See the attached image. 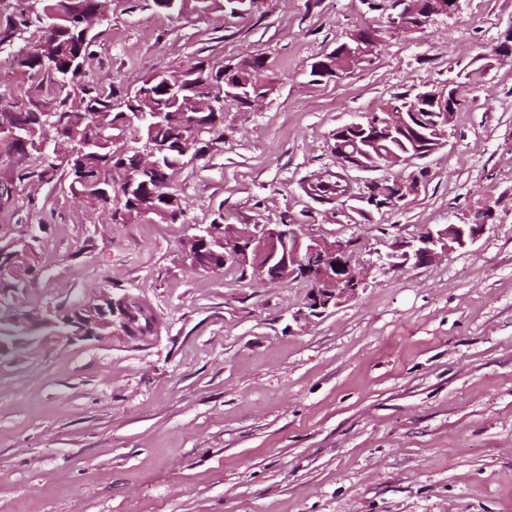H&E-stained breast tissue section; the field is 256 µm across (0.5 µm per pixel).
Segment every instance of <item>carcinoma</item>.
I'll return each mask as SVG.
<instances>
[{"mask_svg": "<svg viewBox=\"0 0 512 512\" xmlns=\"http://www.w3.org/2000/svg\"><path fill=\"white\" fill-rule=\"evenodd\" d=\"M151 9L166 14L204 13L238 15L251 8L240 0H145ZM97 0H0V48L28 36L29 48L17 55L15 70L23 95L0 104V126L20 122L23 139H0L6 152L19 157L9 181L0 180V195L11 192L10 184L31 181L50 183L65 178L72 196L95 211L109 207L111 223L131 224L151 215L156 208L172 206L170 221L184 216L181 200L170 203L169 182L188 157L199 155L204 134L218 136L224 113L200 112L195 132L185 127L190 99L211 85L231 81L243 86L266 82V61L255 57L248 70L228 72L196 61L179 69L143 77L123 102H113L112 92L82 80L84 69L71 64L77 56L87 59L99 37L87 30L81 15L95 9ZM149 92L141 102L139 92ZM163 112L166 121L156 125L151 113ZM141 128L144 140L159 147L155 169L140 170L135 164L137 148L124 145L127 127ZM341 179L321 181L311 187L317 200H332L344 192ZM15 272L28 288L43 273L41 253L24 255L15 262ZM127 334L143 336L152 315L139 309Z\"/></svg>", "mask_w": 512, "mask_h": 512, "instance_id": "cac0c4a2", "label": "carcinoma"}]
</instances>
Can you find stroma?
Masks as SVG:
<instances>
[{"mask_svg":"<svg viewBox=\"0 0 512 512\" xmlns=\"http://www.w3.org/2000/svg\"><path fill=\"white\" fill-rule=\"evenodd\" d=\"M256 0L244 17H169L112 0L89 66L125 95L147 74L205 60L267 61L271 95L224 107L221 135L169 183L185 215L113 224L66 182L17 188L0 224L42 225L44 305L133 295L154 334L55 339L0 360V512H512V62L491 49L512 0H459L455 17L386 35L371 64L313 81L309 64L393 0ZM459 89L448 142L372 179L428 175L405 207L336 223L343 200L306 192L337 170L336 128L394 96ZM472 246L374 269L315 317L302 280L192 268L181 242L222 213L301 224L357 258L482 208Z\"/></svg>","mask_w":512,"mask_h":512,"instance_id":"obj_1","label":"stroma"}]
</instances>
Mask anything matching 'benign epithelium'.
Returning a JSON list of instances; mask_svg holds the SVG:
<instances>
[{
	"label": "benign epithelium",
	"mask_w": 512,
	"mask_h": 512,
	"mask_svg": "<svg viewBox=\"0 0 512 512\" xmlns=\"http://www.w3.org/2000/svg\"><path fill=\"white\" fill-rule=\"evenodd\" d=\"M459 0H402L399 12L388 17L385 28H358L351 33L343 49L313 63L314 74L320 77H340L354 67L373 60L383 35L391 32H418L424 30L439 17H451L458 11ZM421 99L431 104L434 116L433 134L425 140L427 154H432L447 143L448 127L456 111L457 96L454 90L424 91ZM412 126L411 115L394 104H389L383 115L374 120L351 125V129L363 131V143L348 149L341 138H335L338 176L349 168L373 170L382 166L393 167L407 164L422 156L420 151L391 152L380 158L371 149L374 145L396 140ZM422 177L413 174L400 178L394 185L391 198L393 206L407 203L419 194ZM344 197L353 199L361 206H351L350 211L336 213L349 216V212L361 213L364 207L375 204L366 192L359 195L353 187H347ZM488 219L476 218L463 224H439L427 227L412 239H397L390 251L377 253L366 262H354L350 244L342 239L307 237L300 224H261L255 232L235 224L224 225V264L252 267L261 279L271 283L287 282L302 274L310 283L307 309L320 315L331 308H339L352 300L359 292L364 275L373 267L403 268L429 264L448 254L475 243L486 230ZM33 226L21 233L9 226L0 228V283L11 277L16 253L32 247L30 235ZM206 238L198 233L187 236L182 242L184 260L197 263ZM15 288L0 289V320L6 321L13 330L11 337L0 342V359L7 356L10 346L20 342L35 343L49 334L69 342L90 341L99 338V330L112 327L115 302L112 296L102 293L90 301L78 302V312L69 316L58 309L38 307L22 313L8 304Z\"/></svg>",
	"instance_id": "1"
}]
</instances>
